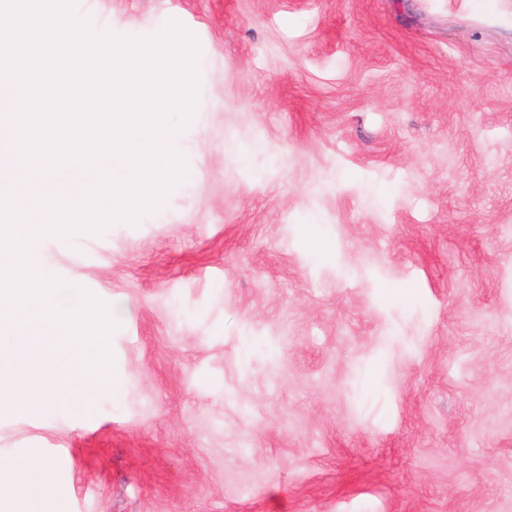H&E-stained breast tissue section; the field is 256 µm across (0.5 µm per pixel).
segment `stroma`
Wrapping results in <instances>:
<instances>
[{"instance_id": "stroma-1", "label": "stroma", "mask_w": 512, "mask_h": 512, "mask_svg": "<svg viewBox=\"0 0 512 512\" xmlns=\"http://www.w3.org/2000/svg\"><path fill=\"white\" fill-rule=\"evenodd\" d=\"M75 14L181 23L198 100L157 211L28 252L119 322L90 402L0 407L31 512H512V0ZM0 475H1V494L3 488H14V495L7 492L5 496L13 509V511H29L28 505L32 498L31 493L28 495V487L31 488V478L36 477L42 490H48L53 483L54 471L51 464L41 458L31 459L24 463H16L14 461H6L0 459ZM23 489L26 497L20 499L15 497V491Z\"/></svg>"}]
</instances>
